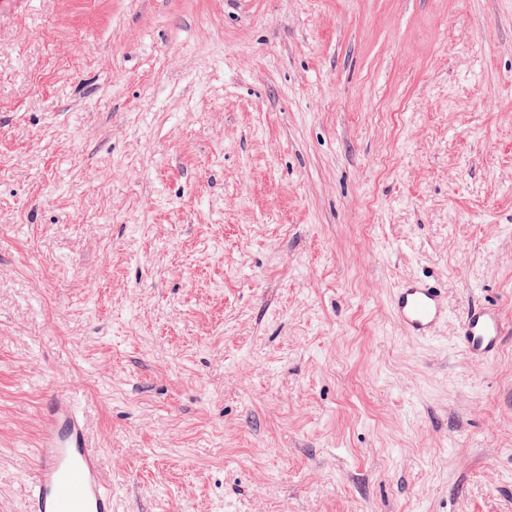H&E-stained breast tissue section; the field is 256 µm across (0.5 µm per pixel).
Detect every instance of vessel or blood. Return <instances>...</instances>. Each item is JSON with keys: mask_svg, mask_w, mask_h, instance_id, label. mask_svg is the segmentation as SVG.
I'll use <instances>...</instances> for the list:
<instances>
[{"mask_svg": "<svg viewBox=\"0 0 512 512\" xmlns=\"http://www.w3.org/2000/svg\"><path fill=\"white\" fill-rule=\"evenodd\" d=\"M391 306L405 333L416 337L433 335L450 309L441 288L421 277L403 280ZM504 333L498 309H471L462 323V348L470 359L488 360L499 351ZM26 495L27 512H113L114 498L99 474L84 419L66 393H54L42 406Z\"/></svg>", "mask_w": 512, "mask_h": 512, "instance_id": "vessel-or-blood-1", "label": "vessel or blood"}]
</instances>
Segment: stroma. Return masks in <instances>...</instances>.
Listing matches in <instances>:
<instances>
[{
  "label": "stroma",
  "instance_id": "obj_1",
  "mask_svg": "<svg viewBox=\"0 0 512 512\" xmlns=\"http://www.w3.org/2000/svg\"><path fill=\"white\" fill-rule=\"evenodd\" d=\"M55 391L116 512H512V0H0V512ZM391 306L393 314L407 335L432 336L448 319V297L432 281L411 277L396 288ZM505 333L503 317L492 306L473 308L462 323V348L468 358L485 361L495 356Z\"/></svg>",
  "mask_w": 512,
  "mask_h": 512
}]
</instances>
